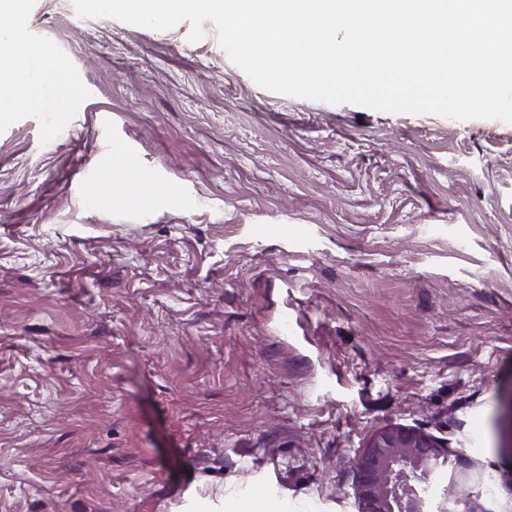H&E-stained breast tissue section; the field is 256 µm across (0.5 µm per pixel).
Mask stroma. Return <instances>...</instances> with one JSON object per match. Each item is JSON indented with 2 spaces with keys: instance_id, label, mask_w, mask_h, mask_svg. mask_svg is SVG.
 <instances>
[{
  "instance_id": "stroma-1",
  "label": "stroma",
  "mask_w": 512,
  "mask_h": 512,
  "mask_svg": "<svg viewBox=\"0 0 512 512\" xmlns=\"http://www.w3.org/2000/svg\"><path fill=\"white\" fill-rule=\"evenodd\" d=\"M23 14L75 109L0 124V512H357L389 424L465 450L448 494L512 473V124L270 92L209 21Z\"/></svg>"
}]
</instances>
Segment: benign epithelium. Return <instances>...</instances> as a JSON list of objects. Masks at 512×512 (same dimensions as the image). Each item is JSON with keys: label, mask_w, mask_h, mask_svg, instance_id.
<instances>
[{"label": "benign epithelium", "mask_w": 512, "mask_h": 512, "mask_svg": "<svg viewBox=\"0 0 512 512\" xmlns=\"http://www.w3.org/2000/svg\"><path fill=\"white\" fill-rule=\"evenodd\" d=\"M461 448L421 429L400 424L375 431L354 460L358 512H427L419 487L439 465L464 469ZM450 512H493L472 495L448 499Z\"/></svg>", "instance_id": "obj_1"}]
</instances>
